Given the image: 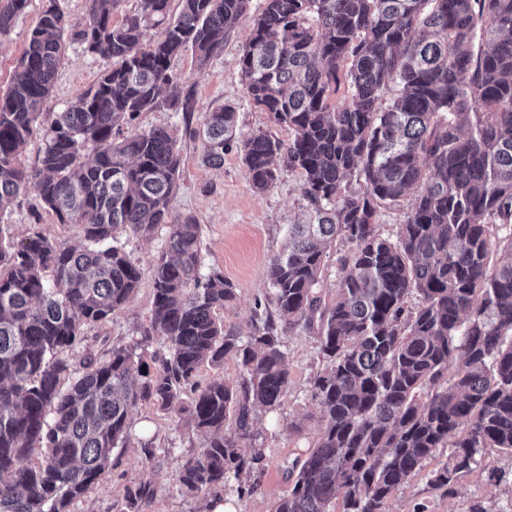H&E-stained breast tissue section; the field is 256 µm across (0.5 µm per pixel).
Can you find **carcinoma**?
<instances>
[{
    "mask_svg": "<svg viewBox=\"0 0 512 512\" xmlns=\"http://www.w3.org/2000/svg\"><path fill=\"white\" fill-rule=\"evenodd\" d=\"M29 2L0 0V34ZM252 2L139 0L115 25L120 0H87L78 23L47 0L29 34L0 93V215L32 189L81 246L38 232L16 240L0 225V512H70L147 403L187 413L201 438L184 487L238 477L262 458L255 412L281 404V336L298 326L316 328L327 361L312 383L324 426L272 512H327L338 496L344 512H385L437 448L450 451L431 473L436 488L482 465L487 448L512 452V0H262L242 79L293 139L284 150L267 134L236 136L232 104L205 113L199 130L202 162L220 168L237 149L257 192L282 166L303 178L305 220L288 225L267 273L285 323L257 311L244 333L218 316L235 291L201 272L200 225L171 209L177 130L136 120L161 102L193 110L175 61L190 48L206 66ZM70 43L112 65L46 112ZM36 133L27 167L20 152ZM396 207L404 219L386 238L378 218ZM161 225L149 327L136 345L85 352L74 366L84 329L111 319L142 280L120 237ZM338 237L351 249L326 304L319 288ZM155 336L167 350L144 372ZM228 356L240 383L196 381Z\"/></svg>",
    "mask_w": 512,
    "mask_h": 512,
    "instance_id": "carcinoma-1",
    "label": "carcinoma"
}]
</instances>
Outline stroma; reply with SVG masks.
I'll return each instance as SVG.
<instances>
[{
    "label": "stroma",
    "mask_w": 512,
    "mask_h": 512,
    "mask_svg": "<svg viewBox=\"0 0 512 512\" xmlns=\"http://www.w3.org/2000/svg\"><path fill=\"white\" fill-rule=\"evenodd\" d=\"M42 5L43 0H31L11 32L0 36V91L7 88ZM251 26V17L242 18L225 41L223 53L213 57L205 69H198L189 51L176 61L180 86L193 94V112H173L162 105L141 113L137 120L143 128L178 126L181 169L171 208L174 214L193 217L200 224L202 270L220 271L232 284L236 297L225 305L222 316L225 327L242 330L258 309L279 319V312L267 298V270L285 243L289 224L298 220L305 205L298 172L280 168L274 187L254 192L237 151L226 152L221 168L206 166L201 161L202 142L192 135L201 128L205 112L229 103L236 108L240 135L262 132L284 145L291 140L288 128L274 125L268 113L256 107L246 93L239 59ZM108 66V61L72 45L45 104L46 111H61ZM5 221L18 239L37 232L67 244L78 241L74 227L58 224L52 213L38 209L31 191L15 201ZM152 301V280L145 273L138 290L110 321L86 329L84 349L101 355L115 346L135 344L149 323ZM282 342L288 390L278 409L257 412L255 445L263 452L258 470L199 493L188 491L179 483L178 474L187 457L199 452V437L180 416L143 404L133 413L136 442L113 449L102 479L74 501L71 512H123L128 490L143 486L151 495L142 503L141 512H200L205 501L217 495L236 512H271L274 503L291 490L322 428V415L311 398L312 382L325 367L316 333L298 327L284 333ZM143 440L151 442L152 458H145L139 446ZM447 456V449H436L434 458L420 472L392 492L385 512H512V454L486 449V467L464 474L449 491L433 488L430 483L431 471ZM491 467L497 470L498 480H489L487 470Z\"/></svg>",
    "instance_id": "obj_1"
}]
</instances>
